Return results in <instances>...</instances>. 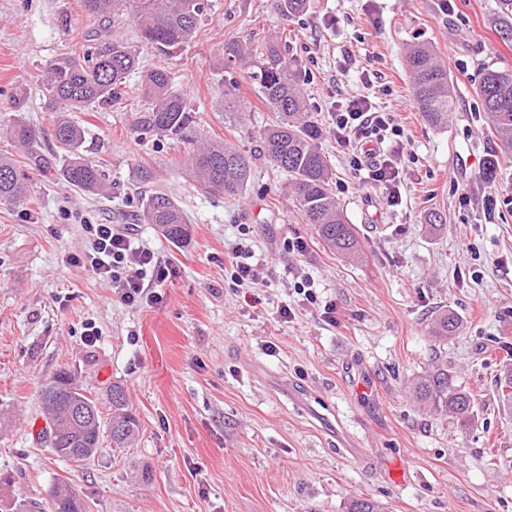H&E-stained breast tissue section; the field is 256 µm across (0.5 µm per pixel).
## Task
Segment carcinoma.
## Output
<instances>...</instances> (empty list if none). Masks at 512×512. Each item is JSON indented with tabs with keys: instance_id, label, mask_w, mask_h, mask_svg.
Wrapping results in <instances>:
<instances>
[{
	"instance_id": "carcinoma-1",
	"label": "carcinoma",
	"mask_w": 512,
	"mask_h": 512,
	"mask_svg": "<svg viewBox=\"0 0 512 512\" xmlns=\"http://www.w3.org/2000/svg\"><path fill=\"white\" fill-rule=\"evenodd\" d=\"M85 12L103 22L113 23L130 15L145 44L169 55L188 43L206 9V0H84ZM309 0H272L274 13L284 21L304 15ZM491 23L502 40L512 41V0H498ZM242 62L256 85L262 101L277 114L275 124L261 135L262 155L270 164L288 174L289 185L319 239L331 250L355 258L360 243L353 225L347 223L335 195L329 189L330 167L319 146L322 131L312 120L311 109L301 84L299 59L269 41L253 49L248 43H224V65ZM406 62L412 79L416 104L432 126L448 123L453 84L445 65L424 43L409 45ZM139 65L132 47L121 41H105L94 50L62 55L41 74L46 106L56 113L52 136L68 148L61 176L71 186L89 194L112 191L106 174L95 161L84 156L85 131L70 116L90 107L103 109L121 103L126 78ZM143 92L147 104L131 113V126L140 135L188 139L194 127L195 111L183 95L172 91L171 73L162 68L146 72ZM478 95L490 131L507 152H512V71L488 69L479 83ZM9 134L16 146L35 160H42L43 132L21 118L13 120ZM254 157L221 142L200 143L188 153L186 168L198 186L212 194L236 195L247 185ZM28 198L26 177L7 157L0 156V204L19 206ZM141 219L155 225L172 242L187 238L182 209L166 194L153 192L142 199ZM460 328L459 318L448 311L433 321L431 336L445 343ZM42 390L46 422L55 431L52 453L71 463L82 464L95 456L102 441L101 415L93 398L61 371ZM419 407L435 415L471 420L474 402L469 393L448 372V361L437 360L425 374L410 384ZM112 416L107 431L114 448H128L136 441L139 423L127 404L122 387L112 386ZM81 407L86 418H72L71 408ZM49 512H86V503L66 481L51 492ZM349 512H385L372 499L357 498Z\"/></svg>"
}]
</instances>
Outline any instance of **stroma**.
Returning a JSON list of instances; mask_svg holds the SVG:
<instances>
[{"label": "stroma", "instance_id": "obj_1", "mask_svg": "<svg viewBox=\"0 0 512 512\" xmlns=\"http://www.w3.org/2000/svg\"><path fill=\"white\" fill-rule=\"evenodd\" d=\"M195 37L165 56L141 44L131 19L110 38L138 46L127 100L74 113L118 195L94 197L58 173L65 158L49 130L39 84L58 55L96 42L82 0H0V153L31 177L21 206L0 205V512H47L70 479L87 512H348L370 498L389 512H512V405L497 381L512 371V154L488 130L477 86L485 68L512 71V42L489 21L497 0H310L282 21L270 0H207ZM286 38L297 54L330 186L360 238L349 262L307 224L285 173L257 160L242 193L204 192L186 174L187 144L139 135L128 117L145 73L166 68L208 139L258 152L275 114L245 68H224V43ZM433 46L453 80L447 125L418 110L405 48ZM232 92L238 111L224 109ZM394 112L407 140L402 202L354 182L332 112L352 96ZM45 130V164L15 151L13 115ZM156 175L187 219L181 243L141 223L128 190L136 166ZM444 217L438 233L427 213ZM115 224L174 269L157 303L113 300L109 283L71 265L86 244L81 220ZM303 240L304 253L288 245ZM249 246L262 273L238 286L226 271ZM313 285L303 302L297 282ZM297 316L281 322V304ZM336 306L335 321L322 316ZM462 325L443 353L474 400V419L419 409L409 384L436 350L440 311ZM98 338L84 340L86 327ZM68 372L110 419L121 386L140 423L133 447L103 439L83 465L38 439L40 388Z\"/></svg>", "mask_w": 512, "mask_h": 512}]
</instances>
